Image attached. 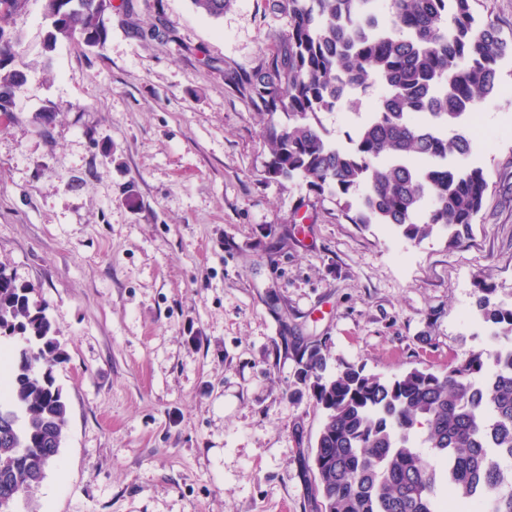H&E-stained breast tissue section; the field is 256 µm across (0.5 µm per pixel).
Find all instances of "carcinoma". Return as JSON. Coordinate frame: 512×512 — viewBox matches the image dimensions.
<instances>
[{"instance_id": "1", "label": "carcinoma", "mask_w": 512, "mask_h": 512, "mask_svg": "<svg viewBox=\"0 0 512 512\" xmlns=\"http://www.w3.org/2000/svg\"><path fill=\"white\" fill-rule=\"evenodd\" d=\"M51 43L106 37L112 0H42ZM220 18L231 0H192ZM27 0H0V70L14 62L7 32ZM285 21L274 49L237 78L260 112L288 115L261 131L273 179L300 178L336 197L353 224H385L420 243L441 230L469 233L489 188L485 169L456 160L471 152L457 132L479 101L500 93L499 63L512 57L498 21L472 0H268ZM17 69L0 73L8 112ZM372 88L371 115L338 147L319 112H334ZM492 335L512 338V307L478 288ZM34 288L0 267V341L24 342L0 362V499L30 496L61 447L68 406L46 354L59 350ZM314 378L324 422L305 459L315 512H512V346L457 356L443 371L412 368L392 378L346 367L325 375L318 347L297 349Z\"/></svg>"}]
</instances>
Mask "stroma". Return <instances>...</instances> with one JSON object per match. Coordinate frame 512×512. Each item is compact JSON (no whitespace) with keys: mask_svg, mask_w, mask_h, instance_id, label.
I'll return each mask as SVG.
<instances>
[{"mask_svg":"<svg viewBox=\"0 0 512 512\" xmlns=\"http://www.w3.org/2000/svg\"><path fill=\"white\" fill-rule=\"evenodd\" d=\"M112 2L95 48H48L42 0L10 28L27 82L0 115V266L46 306L68 402L14 512H312L303 459L324 414L296 344L386 377L506 344L476 301L483 279L512 304V59L472 122L476 223L413 244L267 178L268 116L232 80L284 28L266 0L220 18ZM378 96L322 113L329 140L347 145Z\"/></svg>","mask_w":512,"mask_h":512,"instance_id":"obj_1","label":"stroma"}]
</instances>
